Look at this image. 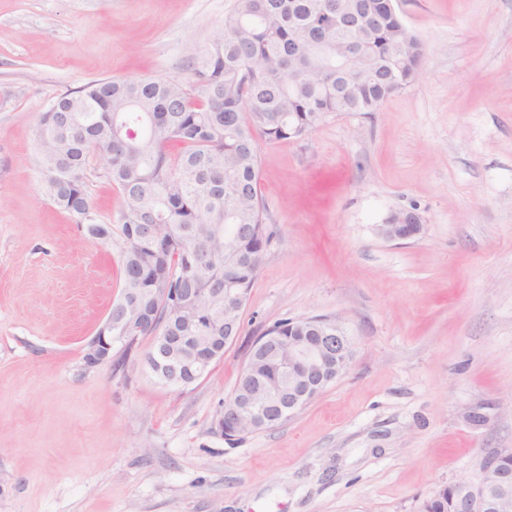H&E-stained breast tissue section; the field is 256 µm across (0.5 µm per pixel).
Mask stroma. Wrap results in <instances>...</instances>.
Masks as SVG:
<instances>
[{
    "instance_id": "obj_1",
    "label": "stroma",
    "mask_w": 512,
    "mask_h": 512,
    "mask_svg": "<svg viewBox=\"0 0 512 512\" xmlns=\"http://www.w3.org/2000/svg\"><path fill=\"white\" fill-rule=\"evenodd\" d=\"M235 0H0V512H423L512 448V0H396L419 79L376 112L261 141L272 234L239 336L196 384L128 353L85 361L121 289L116 249L44 193L40 116L97 79L188 83ZM92 157L98 222L117 188ZM417 207L422 230L376 228ZM327 317L349 370L288 422L214 419L254 340ZM420 219L414 224H379L376 228L378 236L389 241H406L416 238L421 232Z\"/></svg>"
}]
</instances>
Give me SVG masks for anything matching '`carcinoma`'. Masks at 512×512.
<instances>
[{
    "label": "carcinoma",
    "instance_id": "1",
    "mask_svg": "<svg viewBox=\"0 0 512 512\" xmlns=\"http://www.w3.org/2000/svg\"><path fill=\"white\" fill-rule=\"evenodd\" d=\"M343 5L357 17L347 31L336 26V0H236L221 38L195 58L192 82L92 81L58 98L77 108L66 141L50 138L62 113L50 107L40 118L45 193L69 215H88L91 238L118 247V298L159 327L140 335L153 337L146 363L164 384L190 383L172 370L175 356L222 358L217 295L230 277L246 290L257 277L270 241L257 190L258 138L299 139L330 113L376 112L420 75L422 43L396 9ZM88 127L123 198L119 224L92 214ZM241 224L252 232L238 235ZM273 327L308 335L306 323L289 318ZM424 512H454L452 492L440 490Z\"/></svg>",
    "mask_w": 512,
    "mask_h": 512
}]
</instances>
